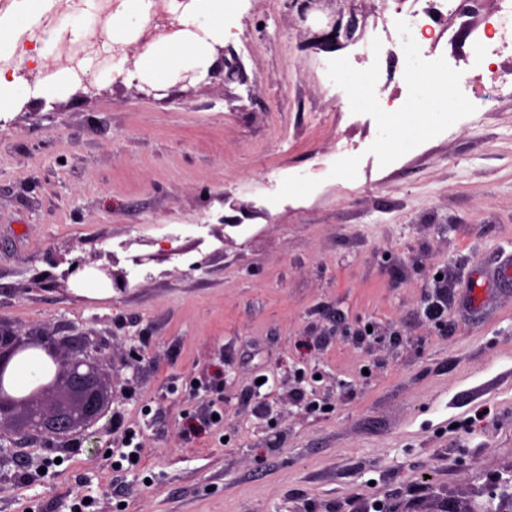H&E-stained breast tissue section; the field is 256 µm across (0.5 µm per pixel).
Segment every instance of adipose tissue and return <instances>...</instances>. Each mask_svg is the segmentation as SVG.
I'll list each match as a JSON object with an SVG mask.
<instances>
[{"label": "adipose tissue", "mask_w": 512, "mask_h": 512, "mask_svg": "<svg viewBox=\"0 0 512 512\" xmlns=\"http://www.w3.org/2000/svg\"><path fill=\"white\" fill-rule=\"evenodd\" d=\"M46 0H12L0 12V52L19 53L23 61H40L45 47L51 46L54 28H43L41 45L33 51L19 50V28L41 26ZM153 0H119L112 12V26L105 38L115 45L137 41L152 19ZM171 12L183 25L166 43H147L134 59L120 57L112 69L126 79L162 85L171 77L188 71H202L213 62L214 45L229 39L237 25L241 0H169ZM75 72L59 69L40 83L29 84L20 78H7L0 72V112L31 100H48L75 87Z\"/></svg>", "instance_id": "ef3b65f1"}]
</instances>
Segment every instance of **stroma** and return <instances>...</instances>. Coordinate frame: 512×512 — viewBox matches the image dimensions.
<instances>
[{
    "instance_id": "35a3bbf8",
    "label": "stroma",
    "mask_w": 512,
    "mask_h": 512,
    "mask_svg": "<svg viewBox=\"0 0 512 512\" xmlns=\"http://www.w3.org/2000/svg\"><path fill=\"white\" fill-rule=\"evenodd\" d=\"M435 2L386 16L321 0L303 20L242 0L224 43L242 76L109 80L0 114V321L89 335L113 393L64 449L21 444L30 465L0 467V512H69L78 494L85 512H425L430 492L512 478V281L466 293L512 253V48L446 126L375 148L398 121L379 104L416 92L404 29ZM498 8L448 16L415 59L466 74ZM339 17L358 28L333 51L320 36ZM333 63L371 101L348 99ZM293 174L314 175L308 193L284 189ZM99 251L123 268L145 255V276L62 279ZM129 431L139 465L115 467Z\"/></svg>"
}]
</instances>
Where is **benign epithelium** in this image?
<instances>
[{
    "mask_svg": "<svg viewBox=\"0 0 512 512\" xmlns=\"http://www.w3.org/2000/svg\"><path fill=\"white\" fill-rule=\"evenodd\" d=\"M182 26L168 12L150 24V35H166ZM354 19L342 23L337 18L324 42L340 44V38L353 39ZM114 259L98 263V257L72 262L63 277L81 271L99 280L126 277L113 270ZM31 360L41 365L40 375L26 383L17 380L18 368ZM112 403V387L101 378V360L91 352L81 336H57L41 330L21 334L0 321V465L14 461V437L38 439L51 446L75 437L96 423ZM487 500L463 502L435 499L427 512H512V493L499 492L493 485L484 491Z\"/></svg>",
    "mask_w": 512,
    "mask_h": 512,
    "instance_id": "7a95c632",
    "label": "benign epithelium"
}]
</instances>
